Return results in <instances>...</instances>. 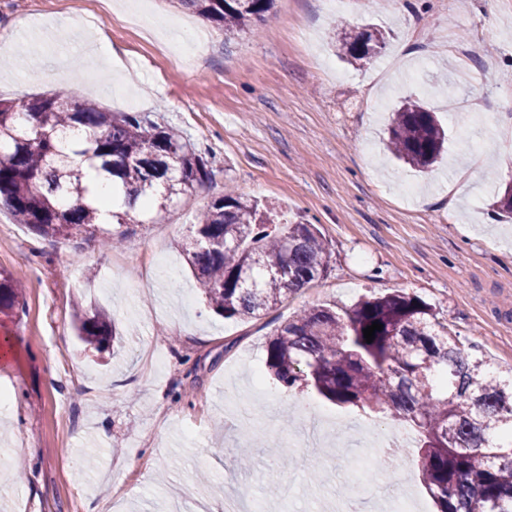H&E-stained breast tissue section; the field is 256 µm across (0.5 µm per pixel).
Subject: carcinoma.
<instances>
[{
	"label": "carcinoma",
	"mask_w": 512,
	"mask_h": 512,
	"mask_svg": "<svg viewBox=\"0 0 512 512\" xmlns=\"http://www.w3.org/2000/svg\"><path fill=\"white\" fill-rule=\"evenodd\" d=\"M231 38L267 22L274 0H177ZM387 34L346 25L338 49L350 64L370 60ZM46 134L32 138L33 126ZM84 129L86 138L72 135ZM445 132L411 98L394 110L392 154L426 170L444 151ZM0 210L42 237H68L101 223L85 176L71 156L112 177L111 223L125 224L142 198L152 216L212 180L208 160L172 130L140 112H105L74 89L19 103L0 100ZM181 250L207 307L226 318L258 320L325 272L320 229L282 222L273 204L228 192L200 213ZM283 273H278L277 269ZM23 301L0 270V316ZM78 332L95 348L116 338L101 313L76 307ZM383 325L373 342L363 330ZM269 375L285 388L306 387L338 406L404 421L415 433L422 480L438 512H512V373L502 376L465 350L421 298L403 291L365 296L340 311L317 305L278 328L266 347Z\"/></svg>",
	"instance_id": "carcinoma-1"
}]
</instances>
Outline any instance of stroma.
<instances>
[{"instance_id": "obj_1", "label": "stroma", "mask_w": 512, "mask_h": 512, "mask_svg": "<svg viewBox=\"0 0 512 512\" xmlns=\"http://www.w3.org/2000/svg\"><path fill=\"white\" fill-rule=\"evenodd\" d=\"M100 0H0V39L37 64L0 56V99L50 96L70 80L110 112H147L208 159L211 182L156 221L137 216L70 238H44L0 211V269L24 288L0 320V512H334L372 479L436 512L418 460L381 464L349 441L353 423L407 426L340 408L268 376L266 345L304 308H347L401 290L430 304L474 356L512 369V223L496 214L512 178V0H276L269 22L225 39L176 0H135L144 22L101 18ZM387 31L386 49L350 66L330 44L337 18ZM72 20L111 49L121 77L62 78ZM436 113L447 155L427 172L387 151L401 98ZM456 195H449V185ZM318 224L326 274L262 319L210 311L181 243L225 189ZM126 233L122 250L101 239ZM104 312L117 341L76 335V306ZM325 421L321 447L283 451L270 430L237 453L252 422ZM346 442V458L336 455Z\"/></svg>"}]
</instances>
